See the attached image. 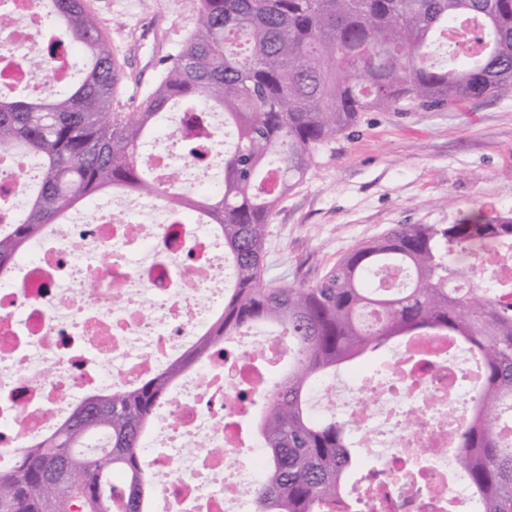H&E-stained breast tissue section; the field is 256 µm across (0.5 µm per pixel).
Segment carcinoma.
<instances>
[{"mask_svg": "<svg viewBox=\"0 0 512 512\" xmlns=\"http://www.w3.org/2000/svg\"><path fill=\"white\" fill-rule=\"evenodd\" d=\"M49 43L27 53L44 77L34 96L0 89V152L34 160L40 179L21 221L0 228V271L81 201L108 191L148 195L174 216L207 210L234 288L194 345L134 387L73 410L0 472V512H150L141 441L179 375L243 329L268 325L290 351L259 422L266 448L252 512H336L354 467L352 424L307 407L315 382L389 340L442 333L475 354L479 396L453 434L455 465L479 512H512V284L472 288L454 258L512 247V216L397 224L359 244L310 287L264 282L265 245L281 196L318 151L362 112L461 105L512 87V0H200L196 29L139 111H112L118 79L98 18L77 0H42ZM459 34L448 63L432 61ZM64 66L74 79L57 81ZM217 112L233 133L216 163L218 192L201 198L154 180L141 150L173 106Z\"/></svg>", "mask_w": 512, "mask_h": 512, "instance_id": "1", "label": "carcinoma"}]
</instances>
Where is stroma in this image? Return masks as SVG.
Listing matches in <instances>:
<instances>
[{
  "label": "stroma",
  "mask_w": 512,
  "mask_h": 512,
  "mask_svg": "<svg viewBox=\"0 0 512 512\" xmlns=\"http://www.w3.org/2000/svg\"><path fill=\"white\" fill-rule=\"evenodd\" d=\"M125 71L112 109L138 111L196 28L199 0H86ZM512 212V87L435 111L364 112L279 200L265 280L312 286L396 224Z\"/></svg>",
  "instance_id": "1"
}]
</instances>
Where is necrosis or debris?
Masks as SVG:
<instances>
[{
  "mask_svg": "<svg viewBox=\"0 0 512 512\" xmlns=\"http://www.w3.org/2000/svg\"><path fill=\"white\" fill-rule=\"evenodd\" d=\"M41 0H0V88L27 85L25 52L40 42ZM224 142L212 120H180L143 162L156 180L202 190L181 144L213 155ZM38 179L28 159L0 153V224L16 223L18 199ZM149 197H108L71 211L25 245L0 275V469L54 430L88 395L134 384L187 348L224 306V244L204 215L148 224ZM287 353L274 333L234 337L177 385L154 418L143 455L162 512H250L266 454L247 425L255 390ZM478 393L473 367L447 337L405 340L376 374L358 373L336 408L356 447L378 466L355 485L349 512H478L463 475H448V437Z\"/></svg>",
  "mask_w": 512,
  "mask_h": 512,
  "instance_id": "obj_1",
  "label": "necrosis or debris"
}]
</instances>
